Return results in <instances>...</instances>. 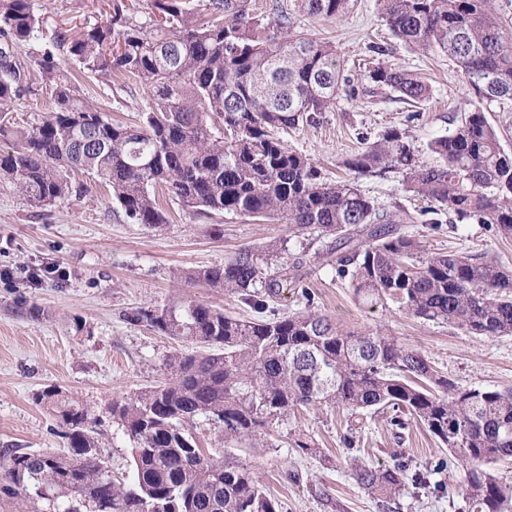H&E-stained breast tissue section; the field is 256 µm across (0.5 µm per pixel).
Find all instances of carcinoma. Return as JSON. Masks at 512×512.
Masks as SVG:
<instances>
[{"label":"carcinoma","instance_id":"carcinoma-1","mask_svg":"<svg viewBox=\"0 0 512 512\" xmlns=\"http://www.w3.org/2000/svg\"><path fill=\"white\" fill-rule=\"evenodd\" d=\"M150 33L112 0L109 22L73 35L56 29L42 54L52 75L67 52L91 71L119 72L149 91L138 125L110 120L55 84L52 109L20 126L13 102L31 92L27 63L14 49L39 28L29 0H0V183L46 206L77 192L70 175H93L135 224L165 217L150 189L166 187L198 216L228 212L285 221L300 235L332 238L323 265L349 281L356 296L392 304L422 321L469 335H512V272L482 254L424 253L405 229L418 217L389 212L351 179L326 182L313 163L288 148L279 130L311 124L328 111L346 79L336 47L291 31L293 14L339 18L350 0H270L276 27H264L253 0H151ZM391 32L423 52L446 53L461 68L477 104L454 130L428 141L426 162L397 129L345 161L354 177L398 172L405 190L429 202L420 215L439 224H492L512 238V155L500 148L484 107L512 99V31L493 0H383ZM383 89L422 101L429 89L404 69L369 71ZM286 245L242 249L186 278L224 290L260 313L240 319L197 301L141 308L128 315L162 336L195 348L169 357L163 377L112 402L113 420L130 442L129 482L112 469L88 408L55 387L37 393L69 451L0 453V492L17 512H282L252 465L225 448L271 447L266 436L309 406L342 410L350 424L343 445H357L356 425L387 410L399 434L412 422L428 428L448 456L419 470L399 454L389 465H356L351 478L386 506L406 480L422 486L457 461L459 489L472 512H499L505 489L492 466L512 458V390L463 388L421 352L383 329L351 331L314 310L304 256L281 260ZM289 289L298 312L266 315ZM214 431L210 453L195 429ZM288 447L305 456L320 448L311 433L287 431Z\"/></svg>","mask_w":512,"mask_h":512}]
</instances>
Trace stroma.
<instances>
[{
  "label": "stroma",
  "instance_id": "obj_1",
  "mask_svg": "<svg viewBox=\"0 0 512 512\" xmlns=\"http://www.w3.org/2000/svg\"><path fill=\"white\" fill-rule=\"evenodd\" d=\"M40 18L37 37L21 43L35 91L13 105L18 124L37 119L51 106L40 54L58 28L80 32L109 16L108 0H31ZM296 29L319 40L332 41L356 89L339 95L319 121L283 133L288 147L306 155L327 181L345 176L344 161L363 142L397 129L416 147L425 148L468 114L469 88L456 64L443 54L413 51L396 38L380 15L377 0H355L340 18L324 20L296 15ZM382 46L374 54L372 45ZM400 67L425 78L426 100L412 106L396 101L393 92L371 97L370 64ZM55 80L69 83L75 95L93 103L108 118L138 122L148 103L146 89L112 72H91L64 57ZM82 193L38 207L12 188L0 186V451L67 452L53 414L34 402L35 393L55 386L87 404L97 418L96 429L114 476L130 470L131 442L108 413L113 400L133 394L161 379L167 358L182 344L128 320L139 308L162 307L194 300L242 319L256 312L237 297L183 279V272L223 263L244 248L260 249L283 241L289 253L304 255L313 274L308 279L316 310L348 330L386 328L400 343L425 354L434 366L463 387L512 388V336L488 339L442 324L421 321L395 307L355 297L347 282L321 267L320 255L329 243L318 231L295 237L288 224L259 221L233 213L196 216L167 189H157L166 222L148 227L128 220L107 189L93 176L76 174ZM361 192L389 211L418 213L424 200L404 189L402 174L359 177ZM409 233L425 251L482 253L512 270V238L492 225L476 222L416 223ZM55 262L66 279L34 282L27 275ZM345 413L315 406L297 412L291 428L312 433L322 451L306 457L279 444L247 455L267 492L279 500L282 512H382L377 501L350 476L353 462L391 463L404 450L423 464L443 455L437 440L419 424L394 438L384 417L367 420L359 449L347 455L340 438ZM462 466L431 475L428 486L406 485L391 505L392 512H469L457 487Z\"/></svg>",
  "mask_w": 512,
  "mask_h": 512
}]
</instances>
